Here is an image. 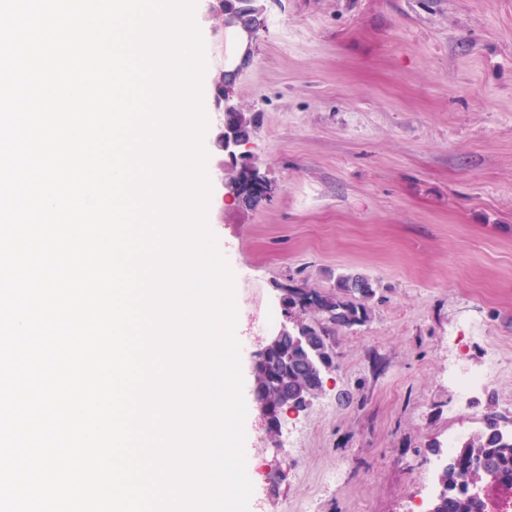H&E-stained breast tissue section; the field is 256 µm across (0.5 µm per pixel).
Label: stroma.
Segmentation results:
<instances>
[{
	"label": "stroma",
	"instance_id": "35a3bbf8",
	"mask_svg": "<svg viewBox=\"0 0 512 512\" xmlns=\"http://www.w3.org/2000/svg\"><path fill=\"white\" fill-rule=\"evenodd\" d=\"M235 91L267 191L245 204L214 147L207 223L235 282L249 512H410L449 434L512 420V363L461 416L448 366L512 360V0H264ZM216 0H197L211 87L238 56ZM368 277L369 321L282 433L261 426L251 358L279 290Z\"/></svg>",
	"mask_w": 512,
	"mask_h": 512
}]
</instances>
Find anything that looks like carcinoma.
Instances as JSON below:
<instances>
[{"label":"carcinoma","mask_w":512,"mask_h":512,"mask_svg":"<svg viewBox=\"0 0 512 512\" xmlns=\"http://www.w3.org/2000/svg\"><path fill=\"white\" fill-rule=\"evenodd\" d=\"M256 117L247 112H228L224 123L251 137ZM307 304L301 320V335L307 344L272 352L271 364L284 384L283 392L263 396L279 412L304 410L312 394L323 388L325 369L333 365L332 341L336 333L363 325L370 319L369 301L375 296L370 279L346 273L327 292L305 291ZM512 480V432L502 428L500 416L492 413L484 426L472 434L456 458L438 474L440 494L429 512H479L478 498L469 494V481L487 477Z\"/></svg>","instance_id":"carcinoma-1"}]
</instances>
